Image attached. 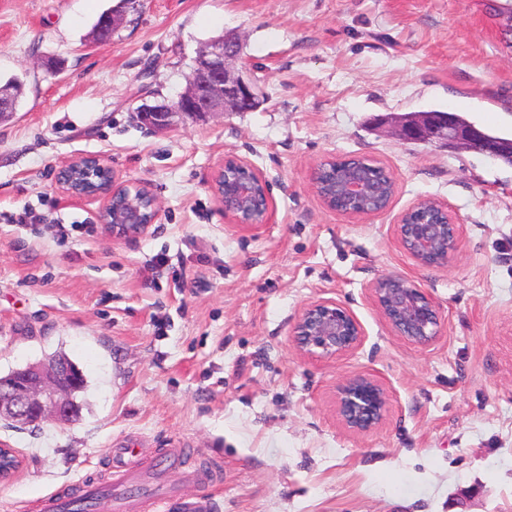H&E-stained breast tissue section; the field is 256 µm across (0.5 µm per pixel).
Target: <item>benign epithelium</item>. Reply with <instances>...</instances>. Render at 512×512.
<instances>
[{"mask_svg":"<svg viewBox=\"0 0 512 512\" xmlns=\"http://www.w3.org/2000/svg\"><path fill=\"white\" fill-rule=\"evenodd\" d=\"M241 60L236 35L209 40L199 50L188 76L186 90L171 103L144 105L139 109L145 123L157 129L191 117L206 121L224 112H250L260 95L256 81L237 68ZM396 131L411 143H438L450 149H467L491 161L512 166V138L493 136L453 114L421 112L397 121ZM356 164L331 183L334 202L323 201L330 210L348 218L385 214L381 206L386 188H396L393 175L385 170L377 177V163L354 157ZM58 187L71 197L102 202L99 219L112 227V235L127 238L144 233L159 218L157 201L146 186L123 183L100 156L84 154L71 159L57 172ZM212 189L224 214L233 223L254 226L270 223L272 206L265 179L245 161L224 156L215 171ZM394 234L403 250L421 268L448 265L460 248L456 215L446 205L422 199L395 219ZM375 302L396 335L426 346L441 332L442 312L432 296L415 280L402 275H385L372 285ZM301 354L334 359L355 350L363 331L353 313L333 300L308 304L292 328ZM23 379L0 383V418L20 426L39 425L52 420L74 422L73 392L78 383L67 369L34 364L22 371ZM388 394L377 380L366 375L345 379L337 391V410L351 430L366 432L384 419Z\"/></svg>","mask_w":512,"mask_h":512,"instance_id":"1","label":"benign epithelium"}]
</instances>
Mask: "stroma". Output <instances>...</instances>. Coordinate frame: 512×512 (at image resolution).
I'll return each mask as SVG.
<instances>
[{"label": "stroma", "mask_w": 512, "mask_h": 512, "mask_svg": "<svg viewBox=\"0 0 512 512\" xmlns=\"http://www.w3.org/2000/svg\"><path fill=\"white\" fill-rule=\"evenodd\" d=\"M118 4L0 0V80L25 83L0 123V376L60 350L88 382L78 422L0 420L20 458L0 512L104 485L124 439L153 460L152 483L192 496L211 479L217 512H512V167L404 141L391 123L440 110L512 136V0H130L111 42L86 46ZM225 32L245 43L260 106L139 123ZM82 154L148 186L157 223L117 239L100 201L62 193L58 169ZM228 154L267 180L270 223L225 217L211 185ZM330 156L389 170L390 211L328 209L309 172ZM421 199L458 217L447 266L418 267L394 235ZM387 274L439 304L431 344L396 336L376 309L370 287ZM321 298L364 332L333 360L300 355L292 336ZM357 373L390 395L365 434L336 410Z\"/></svg>", "instance_id": "obj_1"}]
</instances>
